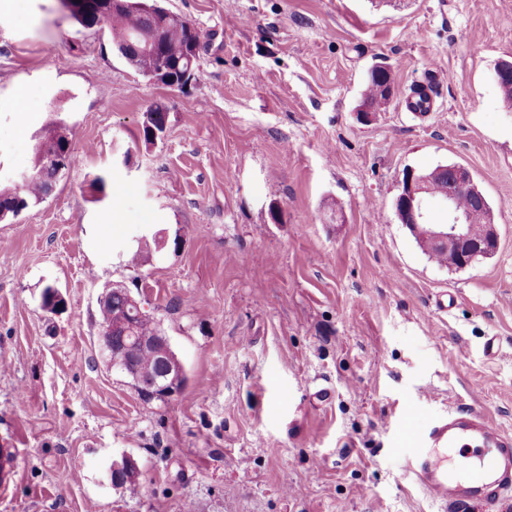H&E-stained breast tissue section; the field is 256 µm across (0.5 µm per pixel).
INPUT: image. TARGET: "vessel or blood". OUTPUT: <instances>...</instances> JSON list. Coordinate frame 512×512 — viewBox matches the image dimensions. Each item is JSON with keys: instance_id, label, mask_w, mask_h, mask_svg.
I'll return each instance as SVG.
<instances>
[{"instance_id": "vessel-or-blood-1", "label": "vessel or blood", "mask_w": 512, "mask_h": 512, "mask_svg": "<svg viewBox=\"0 0 512 512\" xmlns=\"http://www.w3.org/2000/svg\"><path fill=\"white\" fill-rule=\"evenodd\" d=\"M433 84L412 91L406 111H433ZM414 415L406 413L401 435L413 442L407 469L415 483L440 506V512L471 508L512 497V435L484 415L453 409L435 419L422 435L414 433Z\"/></svg>"}]
</instances>
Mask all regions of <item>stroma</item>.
Wrapping results in <instances>:
<instances>
[{"instance_id":"obj_1","label":"stroma","mask_w":512,"mask_h":512,"mask_svg":"<svg viewBox=\"0 0 512 512\" xmlns=\"http://www.w3.org/2000/svg\"><path fill=\"white\" fill-rule=\"evenodd\" d=\"M164 4L205 36L181 90L61 0H0V169L31 168L34 133L60 119L76 156L0 222V446L21 450L0 512H437L405 476L404 411L419 434L451 407L512 434V112L494 78L512 0ZM379 64L394 94L365 122ZM435 71L434 112H407ZM452 164L498 234L462 270L394 212L403 170ZM114 286L183 362L172 399L143 401L103 358ZM125 454L134 493L108 478Z\"/></svg>"}]
</instances>
